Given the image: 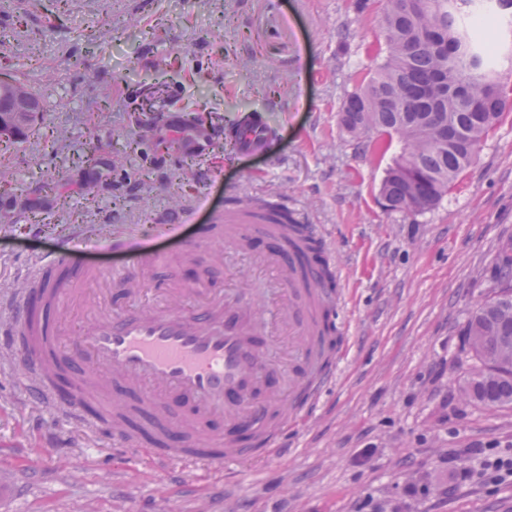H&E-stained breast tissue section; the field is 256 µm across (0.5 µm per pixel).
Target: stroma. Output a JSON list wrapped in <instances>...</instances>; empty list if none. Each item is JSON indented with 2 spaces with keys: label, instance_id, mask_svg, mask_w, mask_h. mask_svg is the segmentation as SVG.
<instances>
[{
  "label": "stroma",
  "instance_id": "35a3bbf8",
  "mask_svg": "<svg viewBox=\"0 0 512 512\" xmlns=\"http://www.w3.org/2000/svg\"><path fill=\"white\" fill-rule=\"evenodd\" d=\"M380 0H0V73L22 72L45 110L25 139L0 145L15 183L0 199V280L33 254L90 233L87 256L109 268L112 248L177 252L160 226L194 204L191 225L227 208V185L247 199L287 202L322 225L340 266L351 348L316 416L290 451L242 479L205 469L157 487L146 457H112L88 430L43 407L0 361V512H512V483L460 480L474 450L512 452V406L464 394L482 368L466 326L501 291L512 257V113L481 145L448 195L425 212L378 202L399 142L340 124L383 44ZM179 98H172V90ZM269 148L244 152L234 131L250 118ZM68 141L55 142L57 127ZM97 162H83L87 153ZM98 183L87 196L89 183ZM56 184L48 192L47 184ZM207 278L223 288L251 275L245 260L158 268L155 279ZM416 481L427 488L404 497Z\"/></svg>",
  "mask_w": 512,
  "mask_h": 512
}]
</instances>
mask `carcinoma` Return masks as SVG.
<instances>
[{"label":"carcinoma","instance_id":"cac0c4a2","mask_svg":"<svg viewBox=\"0 0 512 512\" xmlns=\"http://www.w3.org/2000/svg\"><path fill=\"white\" fill-rule=\"evenodd\" d=\"M512 0H386L381 24L387 56L341 109L355 139L370 129L403 143L380 194L391 212L438 205L470 165L472 151L512 110L494 67L495 44L481 36ZM273 224L292 219L269 202L257 208ZM467 334L483 364L467 384L484 407L512 406V290L484 303Z\"/></svg>","mask_w":512,"mask_h":512}]
</instances>
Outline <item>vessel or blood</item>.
I'll list each match as a JSON object with an SVG mask.
<instances>
[{"label":"vessel or blood","instance_id":"1","mask_svg":"<svg viewBox=\"0 0 512 512\" xmlns=\"http://www.w3.org/2000/svg\"><path fill=\"white\" fill-rule=\"evenodd\" d=\"M262 122L242 123L245 151L268 146ZM253 219L212 211L178 255L219 258L221 243L244 244ZM261 231L279 249L264 261L289 302L286 314L255 316L209 285L188 309L124 308L95 315L81 331L58 316L87 296L90 282L113 276L139 298L142 283L170 255L136 252L104 270L64 243L20 274L23 287L0 293V358L17 366L26 391L70 423L106 437L117 456L146 455L162 474L187 478L193 467L238 475L281 455L288 433L319 409L335 386L347 345L331 343L326 326L335 290L305 267L285 224Z\"/></svg>","mask_w":512,"mask_h":512}]
</instances>
